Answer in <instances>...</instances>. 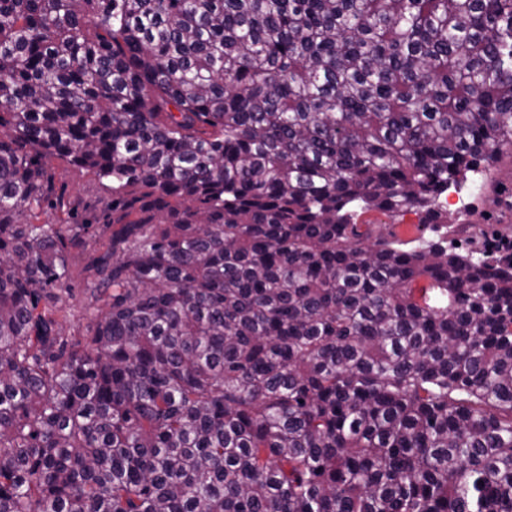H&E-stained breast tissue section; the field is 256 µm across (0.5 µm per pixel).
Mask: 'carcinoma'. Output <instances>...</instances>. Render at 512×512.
Returning a JSON list of instances; mask_svg holds the SVG:
<instances>
[{
    "label": "carcinoma",
    "instance_id": "cac0c4a2",
    "mask_svg": "<svg viewBox=\"0 0 512 512\" xmlns=\"http://www.w3.org/2000/svg\"><path fill=\"white\" fill-rule=\"evenodd\" d=\"M504 154L512 0H0V512H512V255L356 222ZM108 184L57 161L48 164L49 197L62 195L79 203L71 223L91 224L86 232L91 242L112 231V209L107 207L112 202V190ZM105 224L111 225L106 227ZM91 257V253L78 256L72 262V276L69 288H72V297L69 299L66 309L68 322L65 324L66 335L79 336L86 324V297L89 278L85 272V266Z\"/></svg>",
    "mask_w": 512,
    "mask_h": 512
}]
</instances>
